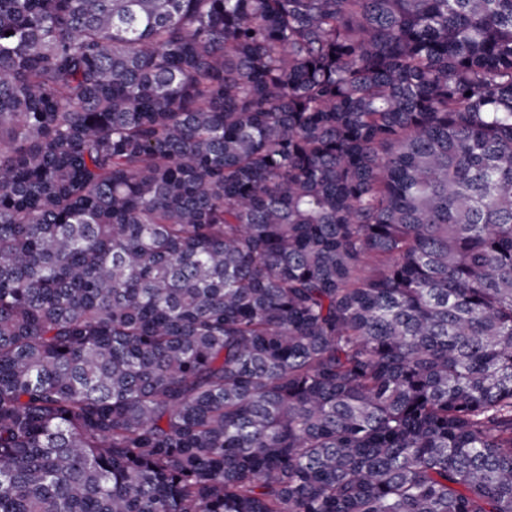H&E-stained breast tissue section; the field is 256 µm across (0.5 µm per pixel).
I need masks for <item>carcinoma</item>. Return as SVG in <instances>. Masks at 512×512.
<instances>
[{
  "label": "carcinoma",
  "instance_id": "obj_1",
  "mask_svg": "<svg viewBox=\"0 0 512 512\" xmlns=\"http://www.w3.org/2000/svg\"><path fill=\"white\" fill-rule=\"evenodd\" d=\"M0 512H512V0H0Z\"/></svg>",
  "mask_w": 512,
  "mask_h": 512
}]
</instances>
